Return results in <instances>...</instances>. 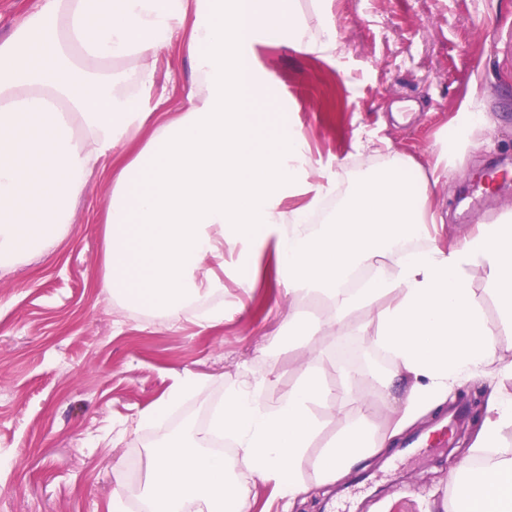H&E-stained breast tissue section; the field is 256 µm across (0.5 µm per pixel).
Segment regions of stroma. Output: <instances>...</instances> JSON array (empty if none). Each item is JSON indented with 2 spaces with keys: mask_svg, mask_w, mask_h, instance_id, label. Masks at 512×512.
Instances as JSON below:
<instances>
[{
  "mask_svg": "<svg viewBox=\"0 0 512 512\" xmlns=\"http://www.w3.org/2000/svg\"><path fill=\"white\" fill-rule=\"evenodd\" d=\"M326 11L335 54H305L289 37L270 42L260 33L246 45L283 117L303 133L306 155L331 180L321 220L357 179L397 155L425 173L449 169L447 181L429 189L445 220L439 244L512 219V0H328ZM157 71L164 111H179L187 57L169 47ZM102 166L66 236L0 268V512H108L116 474L138 485L148 449L183 428H205L239 380L270 379L266 394L274 398L306 362L331 386L342 361L360 351L392 364L376 349L362 309L347 336L289 339V312L310 321L328 310L289 299L269 246L253 255L255 285L247 292L237 286V256H225L221 325L202 329L185 317L170 326L116 312L100 277L111 163ZM183 373L206 381V393L135 428ZM469 394L482 397V379L463 381L395 446L328 486L317 481L316 458L340 422L356 415L358 400L368 401L376 433L391 428L398 405L370 380L343 406L315 405L324 428L304 461L303 501L274 497L271 484L239 466L249 512H459L449 474L482 409H465L463 427L448 421Z\"/></svg>",
  "mask_w": 512,
  "mask_h": 512,
  "instance_id": "stroma-1",
  "label": "stroma"
}]
</instances>
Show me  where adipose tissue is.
<instances>
[{
  "mask_svg": "<svg viewBox=\"0 0 512 512\" xmlns=\"http://www.w3.org/2000/svg\"><path fill=\"white\" fill-rule=\"evenodd\" d=\"M325 3L313 0L321 22L311 29L292 0H39L0 38V267L63 238L89 176L111 161L101 277L113 303L215 327L224 321L217 266L243 247L272 245L289 295L332 308L312 334L345 335L355 310L374 308V343L393 367L369 376L384 390L405 386L402 413L380 437L367 417L340 423L316 460L320 484L393 445L492 366L498 378L470 453L496 458L477 475L465 512H512V457L500 452L512 428V396L500 381L512 377V361L498 353L499 335L512 330V223L432 243L428 186L448 173L409 178L399 156L368 171L327 223L311 221L324 185L303 206L279 205L287 186L316 169L294 128L279 123L260 138L250 109L266 92L236 46L256 32L286 33L300 51L334 53ZM175 39L190 62L189 89L181 111L154 118L145 103L157 89L156 58ZM127 146L133 154L118 157ZM473 267L486 275L495 316L469 284ZM349 381L345 373L327 388L305 364L274 400L264 379L230 387L208 429L150 450L137 492L145 512H247L238 464L285 496L301 494L306 452L321 430L312 408L336 403ZM205 388L196 376H176L142 418H161ZM217 436L234 442L235 459L213 450Z\"/></svg>",
  "mask_w": 512,
  "mask_h": 512,
  "instance_id": "obj_1",
  "label": "adipose tissue"
}]
</instances>
